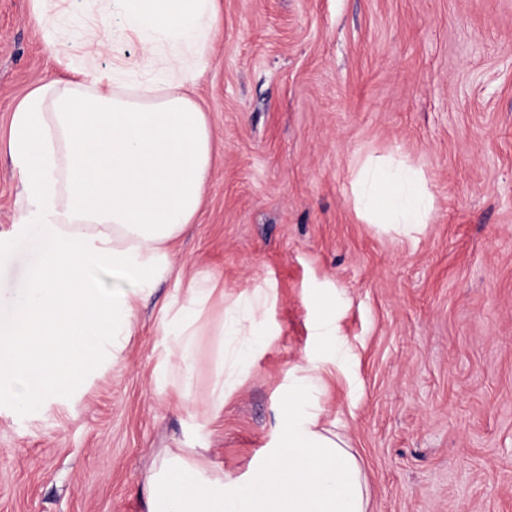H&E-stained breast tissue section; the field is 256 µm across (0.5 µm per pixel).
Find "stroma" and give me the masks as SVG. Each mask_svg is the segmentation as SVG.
I'll list each match as a JSON object with an SVG mask.
<instances>
[{
  "mask_svg": "<svg viewBox=\"0 0 512 512\" xmlns=\"http://www.w3.org/2000/svg\"><path fill=\"white\" fill-rule=\"evenodd\" d=\"M195 95L214 155L176 275L138 310L116 366L73 407L0 411V512H147L143 475L171 450L240 476L273 444L288 372L345 339L308 402L357 456L368 512H512V0H221ZM29 0H0V232L14 221L12 110L60 76ZM369 159L420 168L416 239L355 207ZM40 225L0 255V285L38 263ZM219 274L206 318L269 293L271 330L223 410L202 423L215 339L193 399L158 377L163 306Z\"/></svg>",
  "mask_w": 512,
  "mask_h": 512,
  "instance_id": "1",
  "label": "stroma"
}]
</instances>
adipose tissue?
<instances>
[{"mask_svg": "<svg viewBox=\"0 0 512 512\" xmlns=\"http://www.w3.org/2000/svg\"><path fill=\"white\" fill-rule=\"evenodd\" d=\"M121 21L99 51L75 59L64 33L93 15L66 0H30L65 78L42 81L15 106L7 148L20 181L14 231L45 229L24 287L0 288L12 320L0 327V405L31 413L68 404L89 375L118 362L139 303L174 271L168 245L195 224L212 166L213 136L194 87L218 28L219 0H99ZM140 46L131 62L101 68L103 49ZM357 202L381 227L423 231L430 195L407 165L353 172ZM108 271L119 287H102ZM217 287L207 273L167 309L160 374L191 400L203 313ZM263 289L243 291L214 328L232 346L198 410L211 420L249 369L263 338ZM310 359L282 395L273 448L244 476L165 451L145 472L147 512H367L369 494L346 438L299 404L320 386Z\"/></svg>", "mask_w": 512, "mask_h": 512, "instance_id": "1", "label": "adipose tissue"}]
</instances>
